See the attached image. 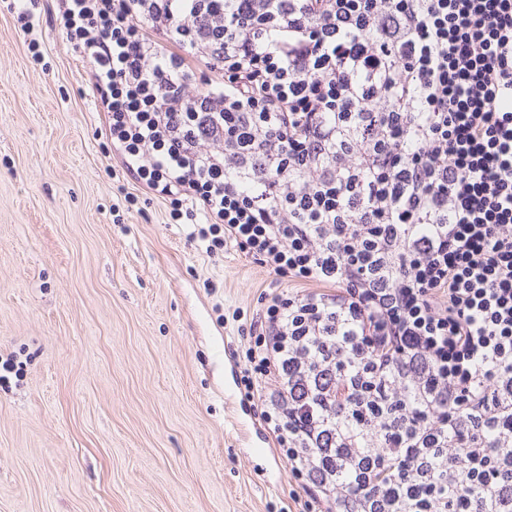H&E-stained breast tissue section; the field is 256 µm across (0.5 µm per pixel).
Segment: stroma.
<instances>
[{
    "label": "stroma",
    "mask_w": 512,
    "mask_h": 512,
    "mask_svg": "<svg viewBox=\"0 0 512 512\" xmlns=\"http://www.w3.org/2000/svg\"><path fill=\"white\" fill-rule=\"evenodd\" d=\"M33 64L0 11V512H287L297 488L238 372L265 291L118 179L83 79L45 19ZM137 198L126 206L125 194Z\"/></svg>",
    "instance_id": "35a3bbf8"
}]
</instances>
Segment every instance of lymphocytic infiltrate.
<instances>
[{
  "label": "lymphocytic infiltrate",
  "mask_w": 512,
  "mask_h": 512,
  "mask_svg": "<svg viewBox=\"0 0 512 512\" xmlns=\"http://www.w3.org/2000/svg\"><path fill=\"white\" fill-rule=\"evenodd\" d=\"M120 169L288 286L239 385L288 512H512V0H60Z\"/></svg>",
  "instance_id": "f902f5d3"
}]
</instances>
